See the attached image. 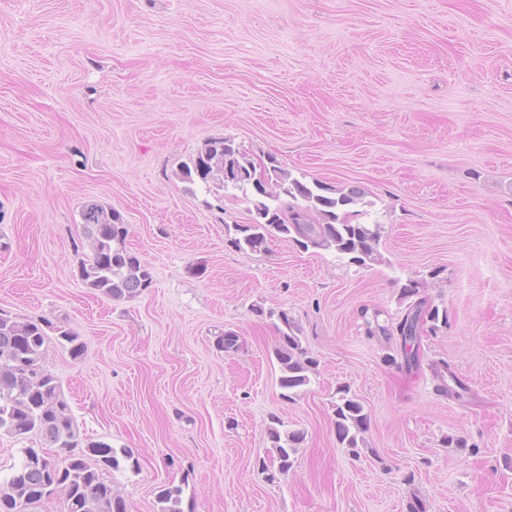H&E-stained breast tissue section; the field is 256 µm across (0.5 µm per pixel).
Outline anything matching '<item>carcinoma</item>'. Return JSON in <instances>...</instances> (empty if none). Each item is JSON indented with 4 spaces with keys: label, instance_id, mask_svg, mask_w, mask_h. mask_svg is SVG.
Segmentation results:
<instances>
[{
    "label": "carcinoma",
    "instance_id": "obj_1",
    "mask_svg": "<svg viewBox=\"0 0 512 512\" xmlns=\"http://www.w3.org/2000/svg\"><path fill=\"white\" fill-rule=\"evenodd\" d=\"M265 182L254 181V161L233 140L212 138L204 142L190 162L180 167L179 176L208 190H236L253 196V216L248 224L235 225V236L228 239L235 249L260 251L267 237L281 234L304 249H334L351 265L367 267L382 262L379 251L381 226L349 220L350 208L361 203L364 193L357 186L334 189L319 181L309 185L292 177L277 159L267 156ZM81 220L89 253L79 261L84 284L113 299L132 298L152 286L150 269L125 247L129 225L120 213L96 199L85 200ZM415 279L401 287V299L417 297L397 326L402 338L404 363L410 369L419 365L416 343L421 333L434 330L439 309L419 296ZM253 312L267 317L278 335L275 357L280 367L281 397L293 399L310 383L317 361L302 348L299 328L284 309ZM69 345L72 357L84 350L80 336L71 329L42 320L0 315V433L18 442L36 436L47 448L64 454V465L50 467L33 460L31 447L21 449L23 459L10 475L0 479V512H36L49 494L59 492L64 512H126L124 499L117 494L103 470L118 471L126 466L138 470V462L126 448L105 442L80 446L78 425L57 378L45 369L43 361L49 341L48 331ZM336 438L350 454H359L368 416L362 404L341 386L332 404ZM268 429L277 468L261 471L273 482L288 474L304 433L280 430L284 422L275 419ZM184 487L169 484L158 493L159 512H182Z\"/></svg>",
    "mask_w": 512,
    "mask_h": 512
}]
</instances>
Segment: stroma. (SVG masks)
Listing matches in <instances>:
<instances>
[{
    "label": "stroma",
    "mask_w": 512,
    "mask_h": 512,
    "mask_svg": "<svg viewBox=\"0 0 512 512\" xmlns=\"http://www.w3.org/2000/svg\"><path fill=\"white\" fill-rule=\"evenodd\" d=\"M222 137L362 188L382 262L231 247L250 199L177 177ZM90 197L152 273L136 297L79 277ZM410 279L448 316L413 370ZM256 305L287 310L318 361L294 399ZM0 311L79 335L80 357L53 338L44 366L82 443L138 460L104 472L126 512L181 480L183 512H512V0H0ZM341 385L369 419L356 457ZM275 417L304 441L271 483ZM336 438L350 454H359V444L363 442L361 435L368 428V416L363 412L362 404L350 395L347 386L336 390V401L332 405Z\"/></svg>",
    "instance_id": "35a3bbf8"
}]
</instances>
